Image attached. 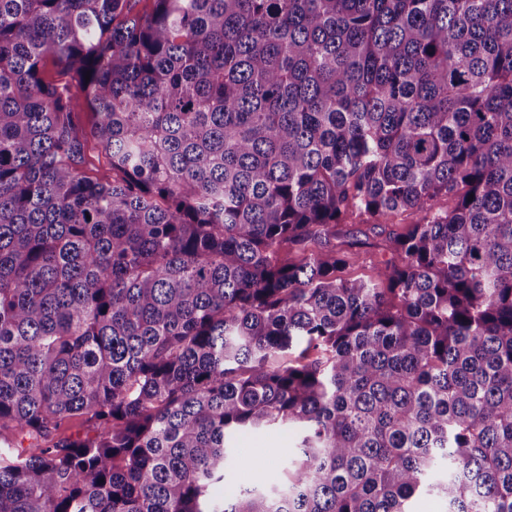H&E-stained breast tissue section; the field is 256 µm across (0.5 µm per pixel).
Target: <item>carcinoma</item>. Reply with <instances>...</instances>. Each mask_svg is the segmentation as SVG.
Listing matches in <instances>:
<instances>
[{
  "mask_svg": "<svg viewBox=\"0 0 512 512\" xmlns=\"http://www.w3.org/2000/svg\"><path fill=\"white\" fill-rule=\"evenodd\" d=\"M138 2L0 0V512H512V0ZM296 442L292 430L274 431L262 435H250L238 441V448H250L242 457L234 472V481L239 486H247L254 482L256 469L253 459L262 463V471L270 483L279 481L283 475V459L288 448H294ZM256 448H266L258 454Z\"/></svg>",
  "mask_w": 512,
  "mask_h": 512,
  "instance_id": "carcinoma-1",
  "label": "carcinoma"
}]
</instances>
